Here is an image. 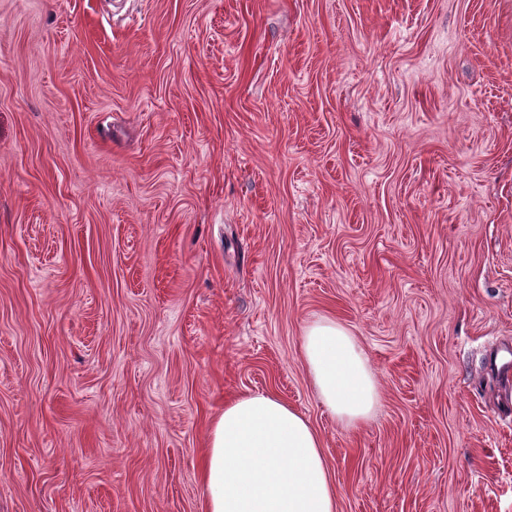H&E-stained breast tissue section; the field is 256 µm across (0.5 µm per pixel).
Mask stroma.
Here are the masks:
<instances>
[{
  "label": "stroma",
  "instance_id": "obj_1",
  "mask_svg": "<svg viewBox=\"0 0 512 512\" xmlns=\"http://www.w3.org/2000/svg\"><path fill=\"white\" fill-rule=\"evenodd\" d=\"M508 349L512 0H0V512H203L257 391L337 512H512ZM301 351L307 374L329 414L348 428L364 423L379 392L356 337L335 318L321 317L304 329Z\"/></svg>",
  "mask_w": 512,
  "mask_h": 512
}]
</instances>
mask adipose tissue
I'll return each instance as SVG.
<instances>
[{
  "instance_id": "obj_1",
  "label": "adipose tissue",
  "mask_w": 512,
  "mask_h": 512,
  "mask_svg": "<svg viewBox=\"0 0 512 512\" xmlns=\"http://www.w3.org/2000/svg\"><path fill=\"white\" fill-rule=\"evenodd\" d=\"M301 351L329 414L349 428L364 423L379 392L356 337L321 317L306 326ZM202 480L205 512H337L336 481L318 432L267 393L225 403L209 429Z\"/></svg>"
}]
</instances>
